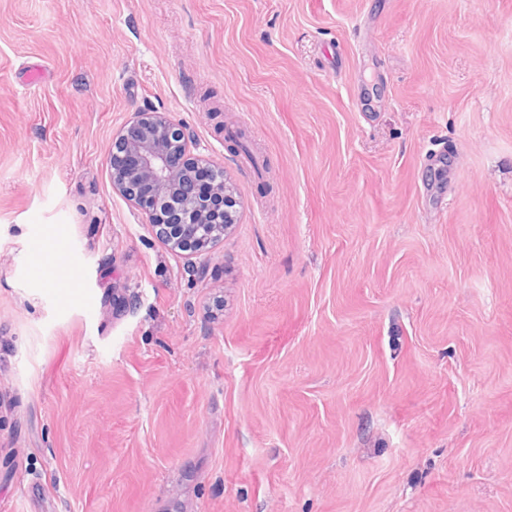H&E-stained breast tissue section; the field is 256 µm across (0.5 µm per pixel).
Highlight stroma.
Masks as SVG:
<instances>
[{
	"mask_svg": "<svg viewBox=\"0 0 512 512\" xmlns=\"http://www.w3.org/2000/svg\"><path fill=\"white\" fill-rule=\"evenodd\" d=\"M152 111L198 257L112 187ZM0 512H512V0H0ZM193 145L190 131L176 125L159 112H136L113 143L114 150H123L135 156V167L125 171H112V184L131 201L144 208L149 215L155 235L174 249L197 253L221 237L219 228L213 224H224V231L237 223L238 201L230 186L224 184V169L211 164H201L211 169L215 177V190L207 181L203 168L196 177L201 180V194L210 199L216 210L222 207L224 215L214 219L212 209L198 195L193 165L198 160L186 158ZM176 154H183L187 165L175 164ZM129 154L117 158L116 164L123 168L135 164ZM152 185L157 193V202L148 205L140 196L142 184ZM224 192L223 199L218 194ZM178 216L179 224L171 221V213ZM199 224L201 231L199 236ZM200 238V240H199ZM199 245L203 248H198ZM48 252L46 254L42 252L38 253L37 267L41 268L45 262H50L44 268L39 269V272L46 277L54 280L58 285H64L69 283L72 279V268L69 261L66 258H55V250L64 245V240L61 236L55 234L46 239Z\"/></svg>",
	"mask_w": 512,
	"mask_h": 512,
	"instance_id": "1",
	"label": "stroma"
}]
</instances>
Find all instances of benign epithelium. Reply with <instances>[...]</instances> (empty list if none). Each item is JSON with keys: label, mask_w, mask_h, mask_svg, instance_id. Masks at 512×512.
I'll return each instance as SVG.
<instances>
[{"label": "benign epithelium", "mask_w": 512, "mask_h": 512, "mask_svg": "<svg viewBox=\"0 0 512 512\" xmlns=\"http://www.w3.org/2000/svg\"><path fill=\"white\" fill-rule=\"evenodd\" d=\"M193 137L159 112H136L113 143V149L135 156V167L112 171V184L149 215L155 235L174 249L197 253L199 225L219 224L229 230L237 223L238 201L224 184V169L208 165L215 177V190L224 194V215L216 219L212 209L198 195L193 165L188 157ZM152 185L157 202L147 204L140 196L142 184Z\"/></svg>", "instance_id": "1"}]
</instances>
